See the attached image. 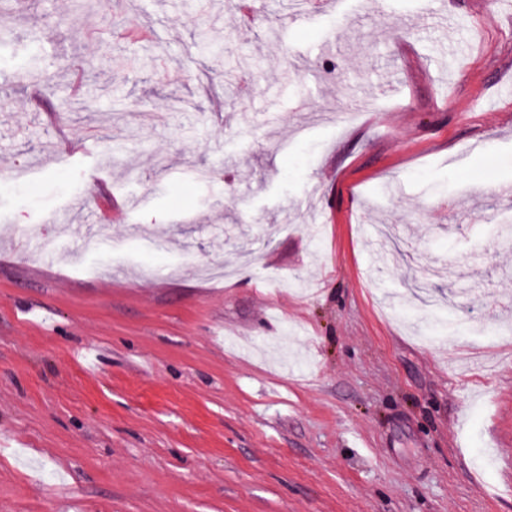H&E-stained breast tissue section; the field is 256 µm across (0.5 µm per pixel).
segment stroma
<instances>
[{"instance_id":"35a3bbf8","label":"stroma","mask_w":512,"mask_h":512,"mask_svg":"<svg viewBox=\"0 0 512 512\" xmlns=\"http://www.w3.org/2000/svg\"><path fill=\"white\" fill-rule=\"evenodd\" d=\"M254 2L0 0V512H512V0Z\"/></svg>"}]
</instances>
